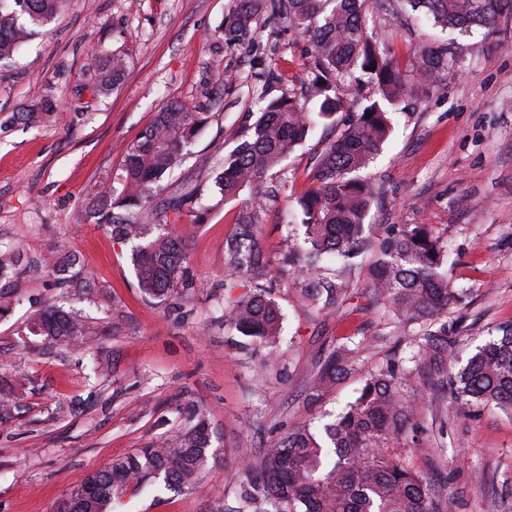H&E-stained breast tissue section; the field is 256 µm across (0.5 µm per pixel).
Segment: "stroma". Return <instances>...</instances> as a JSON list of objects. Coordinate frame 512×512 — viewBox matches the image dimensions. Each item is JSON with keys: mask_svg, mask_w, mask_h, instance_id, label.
<instances>
[{"mask_svg": "<svg viewBox=\"0 0 512 512\" xmlns=\"http://www.w3.org/2000/svg\"><path fill=\"white\" fill-rule=\"evenodd\" d=\"M234 3L61 0L57 16L0 63V114L31 111L39 92L55 105L54 118L0 130V246L32 259L59 248L77 254L97 291L69 297L68 307L110 331L117 304L126 323L94 356L23 336L29 313L60 291L45 274L10 282L15 302L0 315V386L23 388L18 410L0 419V512H51L87 472L171 435L196 408L214 429V456L199 482L178 490L156 483L125 496L116 512H224L243 460L257 458L285 427L329 420L364 375L396 353L409 391L437 421L392 443L394 456L445 484L448 512H512V411L468 412L437 399L409 361L412 336L359 295L319 315L296 285L275 284L283 312L277 370L228 344L218 321L228 281L224 241L239 204L224 199L215 179L250 117L271 99L306 94L313 61L311 42L269 13L244 42L226 44ZM366 26L406 71L422 52L460 48L461 72H448L394 114L385 149L362 176L384 189L374 226L429 224L447 242L448 279L464 302L439 320L463 362L512 324V18L464 34L418 20L398 0H368ZM112 54L125 57V78L110 95L93 97L87 59ZM173 101L211 115L163 182V197L196 193L202 216L186 239L199 289L177 310L141 299L129 247L87 209L91 190L111 187L123 147ZM346 118L342 112L336 125L318 127L283 172L270 173L269 183L287 179L288 197L261 217L268 255L285 249L315 159ZM348 336L376 342L332 392L309 400L320 358Z\"/></svg>", "mask_w": 512, "mask_h": 512, "instance_id": "obj_1", "label": "stroma"}]
</instances>
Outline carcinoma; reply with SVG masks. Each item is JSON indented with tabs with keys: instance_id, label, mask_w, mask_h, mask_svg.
I'll return each instance as SVG.
<instances>
[{
	"instance_id": "obj_1",
	"label": "carcinoma",
	"mask_w": 512,
	"mask_h": 512,
	"mask_svg": "<svg viewBox=\"0 0 512 512\" xmlns=\"http://www.w3.org/2000/svg\"><path fill=\"white\" fill-rule=\"evenodd\" d=\"M61 0H0V61L10 60L16 45L56 15ZM367 0H237L226 32L230 43L251 31L265 10L288 20L313 46L312 94L317 111L304 103L280 98L267 104L248 126L242 141L224 157L216 178L224 198L240 199L238 222L224 243L228 275L249 283L248 290L224 302V330L243 351L267 349L263 368L276 366L283 313L268 285L272 268L280 281L299 285L310 305L325 314L348 299L357 268L350 260L372 251L364 299L383 304L415 337L416 352L408 358L425 374L430 389L458 405L479 410L496 406L512 410V327L479 346L459 367L449 352L448 329L424 328L456 300L444 270L447 249L429 224H400L373 237L368 224L378 189L357 173L381 151L393 125L392 110L404 95L417 93L450 70H461L458 56L443 48L420 55L416 86L405 83L399 65L368 35L363 19ZM414 12L443 30L489 28L512 16V0H402ZM91 92L106 96L122 81L123 58L93 57ZM377 86L372 101L344 126L319 154L314 186L299 200L303 241L278 257H269L258 240L260 218L278 194L265 188L270 172L303 143L319 124H332L346 101L339 86L356 71ZM210 115L173 101L154 116L150 126L125 150L116 186L90 198L89 213L130 247L131 263L141 297L169 307L190 302L198 288L190 274L184 236L176 231L187 204L185 196L157 200L163 179L184 162L190 146ZM253 192L242 199L240 192ZM337 258L329 276L325 263ZM46 271L55 285L78 294L91 290L88 275L73 254L45 262H28L14 249H0V282L18 272ZM26 329L49 343L98 349L105 332L62 306L34 310ZM363 342L348 338L327 350L309 383L313 399L327 393L354 369ZM422 399L406 388V376L390 362L365 375L354 399L335 419L316 429L289 426L249 461L235 482L233 512H446L442 489L388 452L390 442L420 425ZM214 431L197 410L180 430L159 442L115 459L88 473L57 512H73L80 491L94 489L93 512H112L129 490L142 491L160 479L168 485H194L210 458Z\"/></svg>"
}]
</instances>
